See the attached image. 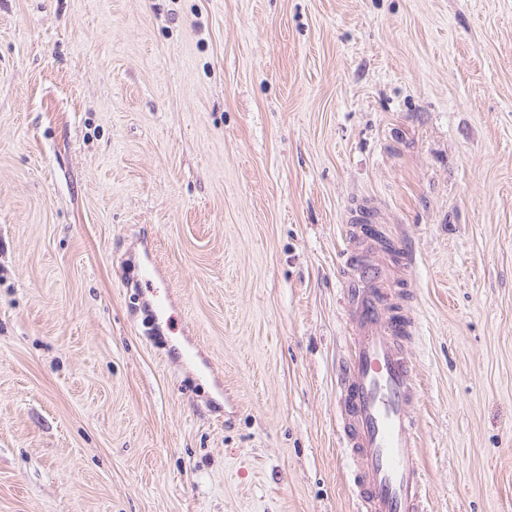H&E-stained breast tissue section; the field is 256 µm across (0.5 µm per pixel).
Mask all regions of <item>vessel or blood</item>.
Returning a JSON list of instances; mask_svg holds the SVG:
<instances>
[{"label":"vessel or blood","mask_w":512,"mask_h":512,"mask_svg":"<svg viewBox=\"0 0 512 512\" xmlns=\"http://www.w3.org/2000/svg\"><path fill=\"white\" fill-rule=\"evenodd\" d=\"M346 266L349 355L338 406L359 512H432L414 415L420 384L409 356L416 318L389 300L395 279L380 237L353 227Z\"/></svg>","instance_id":"b4317fda"}]
</instances>
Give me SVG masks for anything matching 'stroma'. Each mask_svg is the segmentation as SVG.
<instances>
[{"mask_svg":"<svg viewBox=\"0 0 512 512\" xmlns=\"http://www.w3.org/2000/svg\"><path fill=\"white\" fill-rule=\"evenodd\" d=\"M371 208L433 512H512V0H0V512H356Z\"/></svg>","mask_w":512,"mask_h":512,"instance_id":"1","label":"stroma"}]
</instances>
